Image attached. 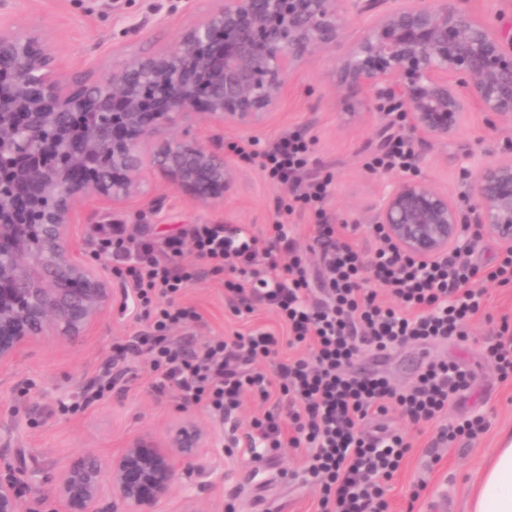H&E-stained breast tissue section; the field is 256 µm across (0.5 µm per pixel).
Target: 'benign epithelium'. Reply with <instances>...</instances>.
I'll list each match as a JSON object with an SVG mask.
<instances>
[{
	"instance_id": "7a95c632",
	"label": "benign epithelium",
	"mask_w": 512,
	"mask_h": 512,
	"mask_svg": "<svg viewBox=\"0 0 512 512\" xmlns=\"http://www.w3.org/2000/svg\"><path fill=\"white\" fill-rule=\"evenodd\" d=\"M351 19L361 32L336 62L347 98L401 113L420 143L448 144L476 110L505 142L504 156L462 168L468 210L419 174L426 157L416 152L367 223L420 262L448 257L466 224L512 250V22L485 19L469 0H215L172 47L128 57L91 84L62 79L39 36L1 31L0 184L10 191L0 193V369L36 341L78 346L108 312L112 288L70 236L78 205L123 206L144 194L147 167L198 203L224 197L235 182L230 158L155 133L198 110L228 129L261 124L300 66L343 45ZM58 151L68 166L53 162ZM109 152L112 167L89 175V161ZM46 197L54 205L39 227L41 257L28 247V210ZM208 438L187 408L165 434L127 438L106 468L93 455L71 461L55 488L62 512H158ZM0 512H23L14 476L0 477Z\"/></svg>"
}]
</instances>
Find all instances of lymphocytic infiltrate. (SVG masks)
Masks as SVG:
<instances>
[{"label":"lymphocytic infiltrate","instance_id":"obj_1","mask_svg":"<svg viewBox=\"0 0 512 512\" xmlns=\"http://www.w3.org/2000/svg\"><path fill=\"white\" fill-rule=\"evenodd\" d=\"M311 146L301 133L288 132L266 144L242 140L232 149L243 162L288 186L318 218L315 241L326 279L312 285L296 240L282 224L273 225L263 239L242 238L224 224H196L187 238L161 243L113 225L98 252L130 285L123 311L148 327L129 343L114 346L112 359L146 356L155 392L178 389L227 419L244 395L264 403L280 392L278 410L254 419L247 435L251 448L309 449L303 477L318 491L317 512H389L384 483L411 446L401 433L381 427L371 431L368 423L393 407L415 424L436 419L467 388L469 373L458 362L433 360L399 390L382 373L356 374L352 368L367 353L387 355L408 343L466 340L468 322L481 309L483 293L475 282L512 283V252L489 271L472 260L467 247L423 264L401 254L376 225L372 234L378 245L371 256H363L340 226L322 221L329 180L306 184L301 179ZM188 242L211 271L225 274V290L246 310L258 305L275 309L286 336L256 329L207 341L198 353L186 354L172 331L201 319L195 307L179 302L198 277L197 269L182 262ZM380 286L390 302L379 300ZM316 287L324 298L308 303ZM302 344L309 346V356L296 355ZM286 347L292 348L291 356H283ZM260 358L274 362L275 375L254 369Z\"/></svg>","mask_w":512,"mask_h":512}]
</instances>
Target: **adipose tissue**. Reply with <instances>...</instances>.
<instances>
[{
  "mask_svg": "<svg viewBox=\"0 0 512 512\" xmlns=\"http://www.w3.org/2000/svg\"><path fill=\"white\" fill-rule=\"evenodd\" d=\"M469 512H512V435L503 434L478 482Z\"/></svg>",
  "mask_w": 512,
  "mask_h": 512,
  "instance_id": "adipose-tissue-1",
  "label": "adipose tissue"
}]
</instances>
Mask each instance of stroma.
Segmentation results:
<instances>
[{
  "label": "stroma",
  "instance_id": "35a3bbf8",
  "mask_svg": "<svg viewBox=\"0 0 512 512\" xmlns=\"http://www.w3.org/2000/svg\"><path fill=\"white\" fill-rule=\"evenodd\" d=\"M214 5V0H5L0 7V28L38 32L57 53L61 75L69 81L93 82L133 56L151 55L171 47L178 34L191 28ZM338 53H317L293 73L278 107L258 126L222 129L195 114L165 128L168 136L199 138L207 147L224 151L231 141L245 138L272 140L288 131L305 133L312 141L309 174H331L325 202L330 223L346 227L345 236L361 253L377 243L365 217L377 206L396 177V170H369V158L384 149V128L400 133L389 117L365 102L362 113L343 109L334 72ZM503 141L486 133L480 122L466 126L447 147L428 149L429 163L421 173L441 191L459 195L464 186L459 166L464 157L473 162L500 157ZM234 187L223 200L209 206L195 202L185 191L164 183L153 170L143 173L144 194L112 209L90 198L77 210L72 232L85 262L107 274L114 291L112 307L103 323L78 348L52 340L29 345L18 360L0 371V475L18 476L25 512H59L54 489L62 468L72 459L91 453L109 459L128 435L150 431L164 433L182 414L184 399L177 389L152 391L154 377L146 356L130 358L131 375L119 381L104 398L88 407L64 413L68 399L88 387L103 373L114 344L125 342L145 322L121 311L125 287L113 276L110 264L97 255V243L113 225L122 224L137 237L161 240L185 234L194 224H224L243 235L265 236L270 225H288L307 268H323L314 242L311 216L284 213L291 194L286 186L268 180L259 167L237 164ZM481 313L469 325L464 341L435 340L427 345H405L394 350L384 365L391 383L408 386L421 363L453 359L471 372L470 387L450 400L439 422L410 424L392 410L382 422L402 432L412 449L388 481L390 512H427L428 503L445 494L455 501L456 512H468V500L491 451L503 432L512 430V376L501 378L486 355L502 322L512 323V285L485 281ZM183 303L195 306L199 323L175 329L186 351H196L205 341L230 338L263 328L284 334L277 312L259 305L251 312H235L224 292V277L201 269L186 289ZM195 411L210 431V446L190 464L182 466L170 498L159 512H187L190 500L208 504L211 512H315L316 491L299 479L307 460L304 448H283L273 460L251 462L241 446H229L230 432L223 418L204 404ZM483 416L487 431L470 440L457 438L438 450L431 447L440 424ZM424 491H416L418 482Z\"/></svg>",
  "mask_w": 512,
  "mask_h": 512
}]
</instances>
